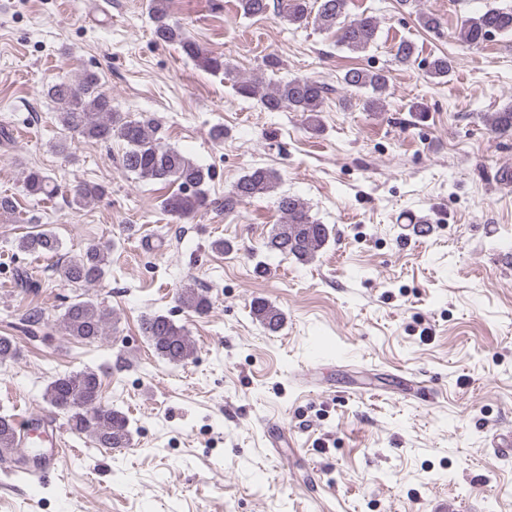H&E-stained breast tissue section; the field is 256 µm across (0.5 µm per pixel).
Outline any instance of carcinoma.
<instances>
[{
    "mask_svg": "<svg viewBox=\"0 0 512 512\" xmlns=\"http://www.w3.org/2000/svg\"><path fill=\"white\" fill-rule=\"evenodd\" d=\"M288 23L318 24L323 29L339 27V43L353 52L367 49L376 39L379 20L374 15L347 17L348 0H237L240 14L248 18L264 17L271 7ZM149 12L154 23L156 41L176 45L182 53L212 73L230 74L220 57L210 56L170 19L169 0H149ZM494 34L512 35V6L488 7L478 16L465 20L455 32L462 43L477 47ZM415 44L402 40L394 46V60L401 65L414 63ZM432 78H446L453 71L454 61L446 55L436 56L425 63ZM391 77L384 69L353 68L342 78L346 88L371 90L364 99L368 112H382L389 96ZM238 95L259 99L264 110L279 112L288 108L306 116L311 130L318 129V112L330 91L323 82L314 78H293L272 82L265 76L240 79L234 84ZM47 96L57 104L59 123L68 132L95 142L119 139L126 144L121 158L122 169L140 179L175 185L177 190L160 202L163 211L178 219L194 217L209 205L202 189L211 179L208 169L194 163L184 152L169 147L157 137V127L151 120H133L112 107V97L101 86V78L94 71H86L73 82L60 81L47 88ZM493 132L512 130V103L488 116ZM279 174L258 167L239 178L224 195V211L232 212L256 197L274 190ZM24 187L33 196H50L58 187L39 169L25 172ZM99 185L81 184L73 189L69 204L80 210L102 197ZM280 220L273 225L263 242L271 254L291 256L300 264L312 262L328 242L333 228L320 223L310 215L306 204L297 196L282 194L275 201ZM16 248L21 252L56 256L61 243L51 231H40L20 237ZM110 266V252L106 248L91 246L56 268L64 280L83 288L100 282ZM179 306L199 316L206 314L210 300L203 292L186 286L177 294ZM250 313L269 332H278L284 323L279 308L262 297L250 303ZM107 314L90 297L80 295L66 307L61 326L64 334L83 343H95L107 336ZM140 331L154 352L173 365H185L194 358L195 347L184 326L169 316L157 312L147 313L140 320ZM19 355L16 341L0 336V365L15 360ZM100 379L96 371L84 369L60 375L45 388L43 399L51 407L64 412L72 430L87 433L98 448H127L131 431L126 416L118 409L102 403ZM18 431L7 416H0V452L17 448Z\"/></svg>",
    "mask_w": 512,
    "mask_h": 512,
    "instance_id": "obj_1",
    "label": "carcinoma"
}]
</instances>
